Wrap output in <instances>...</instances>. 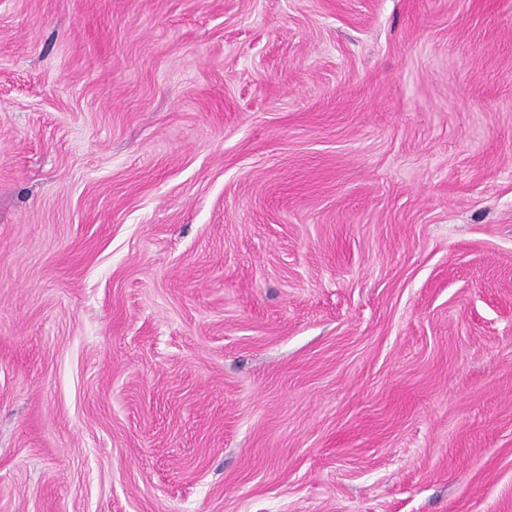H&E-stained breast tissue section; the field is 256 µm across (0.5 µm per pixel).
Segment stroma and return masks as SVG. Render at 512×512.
Returning a JSON list of instances; mask_svg holds the SVG:
<instances>
[{"mask_svg":"<svg viewBox=\"0 0 512 512\" xmlns=\"http://www.w3.org/2000/svg\"><path fill=\"white\" fill-rule=\"evenodd\" d=\"M0 512H512V0H0Z\"/></svg>","mask_w":512,"mask_h":512,"instance_id":"1","label":"stroma"}]
</instances>
